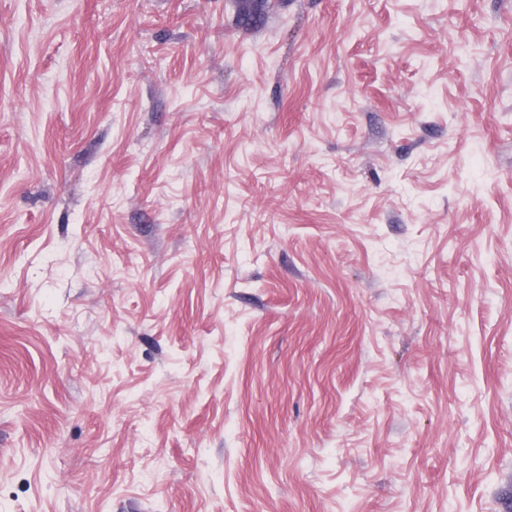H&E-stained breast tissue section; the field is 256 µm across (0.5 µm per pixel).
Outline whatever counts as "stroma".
<instances>
[{
    "mask_svg": "<svg viewBox=\"0 0 512 512\" xmlns=\"http://www.w3.org/2000/svg\"><path fill=\"white\" fill-rule=\"evenodd\" d=\"M0 512H512V0H0Z\"/></svg>",
    "mask_w": 512,
    "mask_h": 512,
    "instance_id": "stroma-1",
    "label": "stroma"
}]
</instances>
